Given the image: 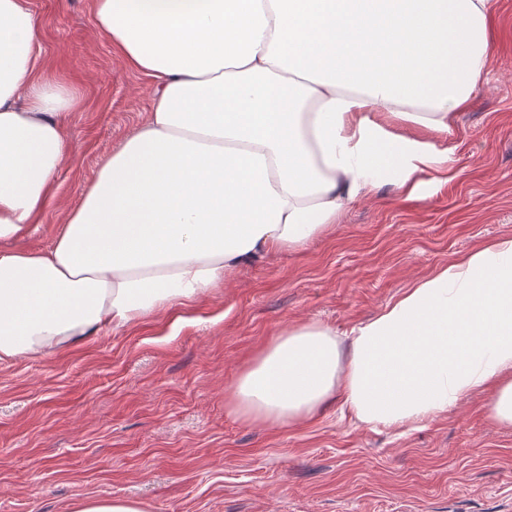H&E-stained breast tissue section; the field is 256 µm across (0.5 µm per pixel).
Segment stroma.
<instances>
[{
  "label": "stroma",
  "instance_id": "stroma-1",
  "mask_svg": "<svg viewBox=\"0 0 512 512\" xmlns=\"http://www.w3.org/2000/svg\"><path fill=\"white\" fill-rule=\"evenodd\" d=\"M43 77L77 97L57 195L19 246L49 249L152 88L91 22L89 0H31ZM488 84L447 148L450 181L387 184L306 249L265 255L224 287L45 358L0 365V512H70L88 496L146 512H512V428L463 397L420 425L371 428L329 404L312 422L231 413L234 378L307 320L344 333L417 279L512 236V0H495Z\"/></svg>",
  "mask_w": 512,
  "mask_h": 512
}]
</instances>
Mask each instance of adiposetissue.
Wrapping results in <instances>:
<instances>
[{
  "instance_id": "1",
  "label": "adipose tissue",
  "mask_w": 512,
  "mask_h": 512,
  "mask_svg": "<svg viewBox=\"0 0 512 512\" xmlns=\"http://www.w3.org/2000/svg\"><path fill=\"white\" fill-rule=\"evenodd\" d=\"M493 0H91L150 78L147 118L112 153L52 247L41 223L66 150L71 90L46 81L30 0H0V364L43 357L220 287L304 247L395 173L416 196L484 89ZM402 122L428 138L394 132ZM512 428V237L417 279L347 338L275 334L227 396L290 426L331 399L403 428L474 393Z\"/></svg>"
}]
</instances>
